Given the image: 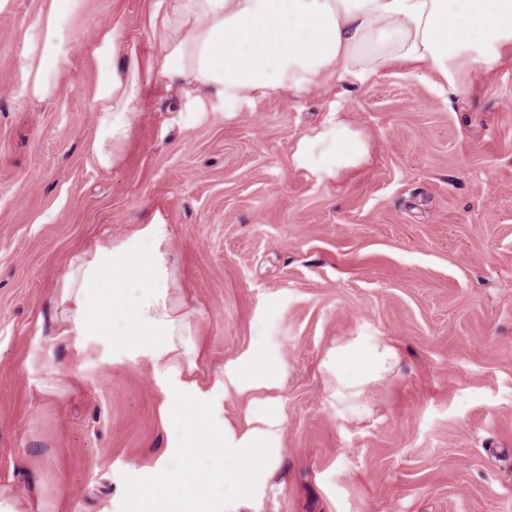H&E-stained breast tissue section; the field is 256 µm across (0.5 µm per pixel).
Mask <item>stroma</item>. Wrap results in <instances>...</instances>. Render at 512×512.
Listing matches in <instances>:
<instances>
[{"mask_svg": "<svg viewBox=\"0 0 512 512\" xmlns=\"http://www.w3.org/2000/svg\"><path fill=\"white\" fill-rule=\"evenodd\" d=\"M155 3L83 0L44 98L18 62L51 0L0 11V488L25 512H131L123 487L167 446L159 380L61 335L52 293L87 246L158 214L205 310L202 394L260 334L285 368L280 467L240 512H512V61L450 99L405 65L231 107L158 87L103 171L96 34L119 23L150 68ZM336 107L370 156L320 179L293 152ZM353 336L400 356L358 413L322 368Z\"/></svg>", "mask_w": 512, "mask_h": 512, "instance_id": "obj_1", "label": "stroma"}]
</instances>
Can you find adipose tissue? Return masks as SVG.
<instances>
[{
  "instance_id": "ef3b65f1",
  "label": "adipose tissue",
  "mask_w": 512,
  "mask_h": 512,
  "mask_svg": "<svg viewBox=\"0 0 512 512\" xmlns=\"http://www.w3.org/2000/svg\"><path fill=\"white\" fill-rule=\"evenodd\" d=\"M80 3L52 0L48 15L26 29L38 55L24 57L20 70L33 78L35 94L55 85L74 40L68 18ZM151 22L165 50L147 77L135 46L120 43L112 26L97 34L95 104L102 120L94 160L105 171L121 162L155 84L233 106L279 92L302 96L333 79L365 83L402 61L455 95L512 58V0H167ZM368 155L365 135L336 110L299 139L293 160L333 179ZM169 240V226L157 215L131 236L97 241L72 263L55 301L64 335L106 337L113 356L144 357L164 379L161 412L172 438L155 466L125 489L137 512H230L276 473L284 418L270 392L279 388L284 366L269 338L256 337L248 352L225 364L215 388L269 396L248 406L243 431L214 421V401L189 377L197 354L191 328L203 309L177 276ZM398 362L389 341L354 336L331 347L322 366L333 379L332 398L355 411L365 390ZM173 457L180 468L169 466Z\"/></svg>"
}]
</instances>
